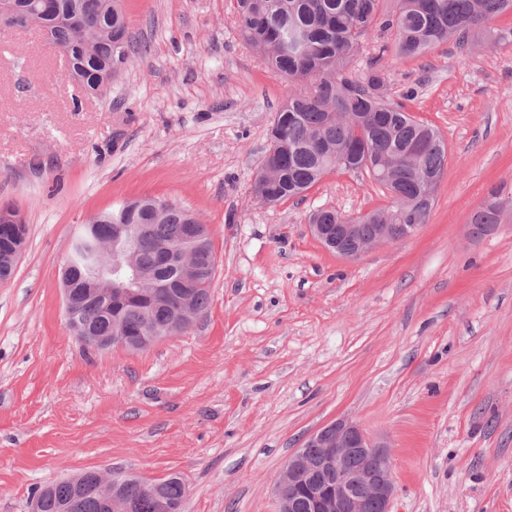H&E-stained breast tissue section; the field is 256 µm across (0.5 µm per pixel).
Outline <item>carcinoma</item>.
<instances>
[{"label": "carcinoma", "instance_id": "obj_1", "mask_svg": "<svg viewBox=\"0 0 512 512\" xmlns=\"http://www.w3.org/2000/svg\"><path fill=\"white\" fill-rule=\"evenodd\" d=\"M60 13L48 17L56 42L70 47L68 14L78 5L91 23L112 24V39L100 44L97 69L123 49V64L135 58L126 17L117 0H58ZM383 0H236V28L241 40L257 49L268 71L288 82V95L278 108L269 131L270 172L255 176L252 190L261 203H280L301 198L325 174L333 170L355 171L377 154L385 153L395 173L393 186L399 206L377 208L366 219L363 231L371 234L376 224H425L432 205L414 207L410 202L427 191L423 177L444 172L446 148L435 128L410 119L404 105L385 96V78L377 60L363 78L350 67L362 48V40L377 34L393 37L379 46L383 53L394 48L401 57L416 58L452 39L465 43L486 31V25L512 10V0H396L392 12L382 10ZM486 211L475 217L478 224L496 223L497 208L512 206V195L496 193ZM112 220L88 219L73 240L84 262L70 272L72 288L81 300L82 317L94 335H113L118 317L125 335L135 338L153 330L172 336L173 321L185 303L199 313L207 309L216 265L197 280L179 283L178 254L173 246L187 247L188 209L160 198L124 202L112 209ZM132 228L128 245L112 243V256L97 264L98 242L112 235V225ZM132 261L148 275L162 296L131 299L103 312L88 294L91 274L110 264ZM159 498L176 504L186 489L176 474L154 481ZM145 482L127 477L112 489V497L141 504L139 512H157L144 490ZM77 494V487L60 482L39 491L43 512H59ZM76 512H105L97 495L81 496Z\"/></svg>", "mask_w": 512, "mask_h": 512}]
</instances>
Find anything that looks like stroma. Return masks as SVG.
Instances as JSON below:
<instances>
[{"instance_id":"35a3bbf8","label":"stroma","mask_w":512,"mask_h":512,"mask_svg":"<svg viewBox=\"0 0 512 512\" xmlns=\"http://www.w3.org/2000/svg\"><path fill=\"white\" fill-rule=\"evenodd\" d=\"M123 8L142 62L103 100L73 103L37 33L0 48V204L28 225L0 281V512L108 469L178 475L184 512H276L289 456L339 418L387 442L390 512H512V217L470 226L491 190L512 191V13L495 40L378 61L447 161L427 224L350 262L309 217L384 205L366 171L276 205L252 193L288 85L241 41L231 0ZM141 197L207 225L209 306L146 350L84 348L61 265L89 215Z\"/></svg>"}]
</instances>
